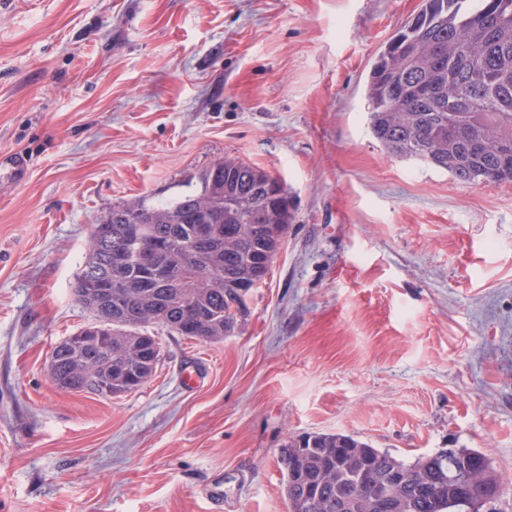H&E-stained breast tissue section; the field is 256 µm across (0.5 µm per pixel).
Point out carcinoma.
Wrapping results in <instances>:
<instances>
[{
  "label": "carcinoma",
  "mask_w": 512,
  "mask_h": 512,
  "mask_svg": "<svg viewBox=\"0 0 512 512\" xmlns=\"http://www.w3.org/2000/svg\"><path fill=\"white\" fill-rule=\"evenodd\" d=\"M371 132L385 153L448 172L456 180L512 182V0H423L388 39L366 81ZM200 187L160 205L112 208L96 220L74 275L75 300L92 315L52 349L65 388L98 396L140 389L162 349L159 326L218 343L247 316L245 297L262 282L294 216L288 190L268 172L232 157L213 162ZM208 229L193 254L183 242ZM148 248L177 286L135 264ZM288 512H473L457 472L474 486L503 485L490 458L446 448L405 462L341 432L290 439L279 448ZM401 468L404 481L385 487Z\"/></svg>",
  "instance_id": "carcinoma-1"
}]
</instances>
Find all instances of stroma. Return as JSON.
Segmentation results:
<instances>
[{
	"label": "stroma",
	"mask_w": 512,
	"mask_h": 512,
	"mask_svg": "<svg viewBox=\"0 0 512 512\" xmlns=\"http://www.w3.org/2000/svg\"><path fill=\"white\" fill-rule=\"evenodd\" d=\"M421 5H0V159L28 158L0 183V512H288L281 444L336 431L479 449L512 486V183L390 158L367 124L370 66ZM227 156L295 212L249 317L219 343L159 329L134 393L57 388L96 219Z\"/></svg>",
	"instance_id": "1"
}]
</instances>
